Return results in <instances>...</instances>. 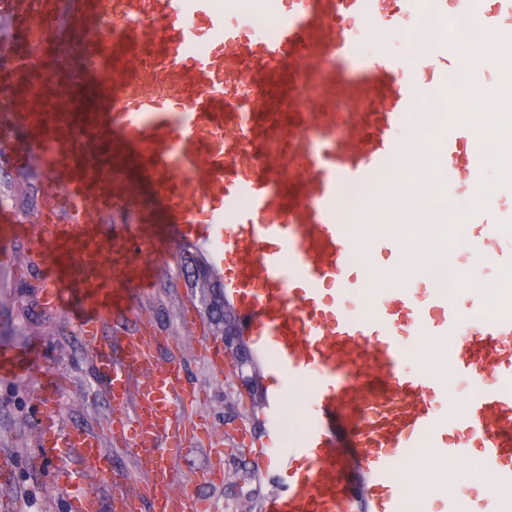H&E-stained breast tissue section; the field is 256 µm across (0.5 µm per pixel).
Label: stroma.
I'll return each instance as SVG.
<instances>
[{"instance_id": "35a3bbf8", "label": "stroma", "mask_w": 512, "mask_h": 512, "mask_svg": "<svg viewBox=\"0 0 512 512\" xmlns=\"http://www.w3.org/2000/svg\"><path fill=\"white\" fill-rule=\"evenodd\" d=\"M0 199L19 217H26L41 203L36 172H0ZM10 250L16 263L0 266V344L20 346L30 337L43 340L42 363L61 372L66 386L56 396V419L61 430L86 429L105 435L107 420L114 407L90 353L77 333L75 301L64 308L48 312L39 304V292L45 266L25 269L31 254L27 238L12 241ZM189 248L168 237L141 246L133 258L146 268L144 287L131 290L130 307L124 316L112 319L106 335L125 343L140 334V318L152 322V335L158 336L154 366L161 369L171 363L181 365L187 382L195 387L199 399L186 412L194 419L205 420L212 434L221 436L222 456H215L209 441L191 442L187 450L174 459L178 489L208 500L213 512H225L234 505L240 489H252V482H238L234 471L237 462L231 456L234 448L246 451L247 468L262 476L259 498L268 502L279 492L285 478L283 471L270 462L266 449L252 446L251 441L264 431L266 407L251 405L248 392H236L232 369L216 374L204 356L197 336L216 338L207 305L224 297V282L215 279L213 288H195L184 269ZM195 318V331L185 327L186 318ZM37 385L30 378L0 380V471H6L7 482H0V497L12 501L15 512H69L68 499L81 488L86 463L62 458L43 467H32L35 435L42 414L36 401ZM221 467L222 482L205 483L202 472ZM76 472L69 484H60L56 475L61 469ZM112 468L120 482L99 486L100 512H111L110 502L123 490L124 484L143 483L144 477L122 442L112 444Z\"/></svg>"}]
</instances>
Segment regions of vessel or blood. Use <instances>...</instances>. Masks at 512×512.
Wrapping results in <instances>:
<instances>
[{
	"instance_id": "vessel-or-blood-1",
	"label": "vessel or blood",
	"mask_w": 512,
	"mask_h": 512,
	"mask_svg": "<svg viewBox=\"0 0 512 512\" xmlns=\"http://www.w3.org/2000/svg\"><path fill=\"white\" fill-rule=\"evenodd\" d=\"M273 25L257 33L236 14L238 0H0V168L42 178L41 208L20 225L0 207V242L27 235L51 271L42 305L78 302V334L115 404L128 381L145 373L133 417L110 419L114 435L132 436L129 455L150 480L142 489L153 512H204L175 492L174 469L159 439L182 447L202 429L185 417L195 390L177 365L152 373L156 337L138 336L121 361L104 326L128 308L132 241L178 229L185 244L210 253L224 294L257 357L272 352L284 381L266 392L261 447L278 454L284 386L310 371L313 427L285 461L288 483L269 512H405L408 492L390 473L416 437L428 438L424 468L442 476L448 512H471L458 479L462 449H475L501 505L512 503V306L487 312L473 292V315L437 290L438 316L418 308L411 283L397 278L369 316L329 303L357 281L351 272L358 235L342 220L343 196L384 172L374 209L393 224L420 228L435 209L401 214L392 198L421 193L418 162L433 155L434 181L482 185V162L469 125L456 113L432 123L422 105L448 88L459 56L454 36L415 54L384 48L406 20L446 11L444 0H259ZM512 0H494L472 22L494 37L512 33L502 17ZM373 21L374 59L355 57V23ZM428 77H419L420 69ZM472 123L498 111L491 91L476 92L479 68L459 72ZM419 123L423 135L406 129ZM485 260L505 268L498 232L479 234ZM455 336L451 362L467 392L438 410L447 389L433 351ZM425 340L413 372L408 347ZM41 340L0 346V378L28 376L43 395L45 427L34 465L69 453L89 463L96 481L112 479V456L97 437L57 435L52 399L63 376L39 365ZM354 452L339 454L343 445Z\"/></svg>"
}]
</instances>
